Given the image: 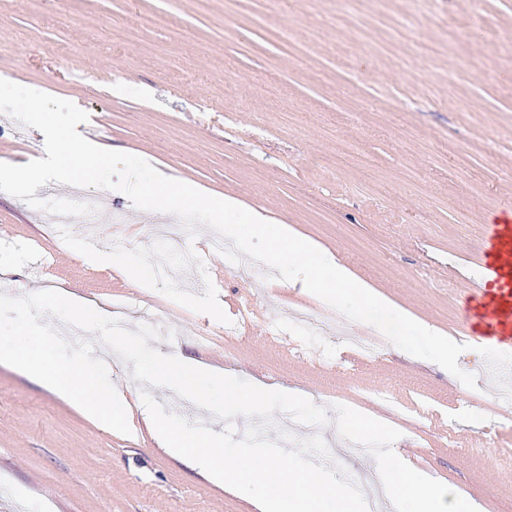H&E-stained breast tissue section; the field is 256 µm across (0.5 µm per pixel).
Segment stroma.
<instances>
[{
	"label": "stroma",
	"instance_id": "obj_1",
	"mask_svg": "<svg viewBox=\"0 0 512 512\" xmlns=\"http://www.w3.org/2000/svg\"><path fill=\"white\" fill-rule=\"evenodd\" d=\"M156 22L142 27L146 17ZM312 39L296 66L278 40ZM187 34L171 41L174 30ZM357 76L345 111L336 77ZM282 78L271 101L266 85ZM0 78L85 110L96 145L147 157L166 176L260 208L292 234L335 253L413 318L467 344L466 306L491 218L512 211V0H9L0 10ZM360 142L370 171H336L340 141ZM471 164L456 167L457 148ZM44 136L0 115V162L44 157ZM97 235L133 249L180 238L173 215L96 189ZM465 210L468 224L456 221ZM200 227L203 268L175 273L202 294L210 275L230 324L94 269L61 239L50 214L0 192V293L65 291L152 322V346L327 410L330 463L390 512L378 460L341 432L358 412L395 428L394 448L448 484L467 512H512V399L484 357L462 354L464 386L439 365L382 344L366 356L317 336L296 311L368 330L276 286L274 271L229 262ZM386 398H376L379 389ZM166 411L226 423L161 386ZM0 512H255L248 496L204 479L161 449L140 414L131 435L86 416L60 392L0 364Z\"/></svg>",
	"mask_w": 512,
	"mask_h": 512
}]
</instances>
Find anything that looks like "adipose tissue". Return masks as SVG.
<instances>
[{"label":"adipose tissue","instance_id":"ef3b65f1","mask_svg":"<svg viewBox=\"0 0 512 512\" xmlns=\"http://www.w3.org/2000/svg\"><path fill=\"white\" fill-rule=\"evenodd\" d=\"M344 428L354 435L383 444L381 484L393 512H461V505L448 485L423 479L391 449L394 438L391 428L356 413L346 415Z\"/></svg>","mask_w":512,"mask_h":512}]
</instances>
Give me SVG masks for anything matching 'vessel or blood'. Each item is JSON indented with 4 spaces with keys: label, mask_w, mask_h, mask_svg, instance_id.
<instances>
[{
    "label": "vessel or blood",
    "mask_w": 512,
    "mask_h": 512,
    "mask_svg": "<svg viewBox=\"0 0 512 512\" xmlns=\"http://www.w3.org/2000/svg\"><path fill=\"white\" fill-rule=\"evenodd\" d=\"M480 285L470 306L474 334L496 348L512 347V218L489 225L481 243Z\"/></svg>",
    "instance_id": "b4317fda"
}]
</instances>
